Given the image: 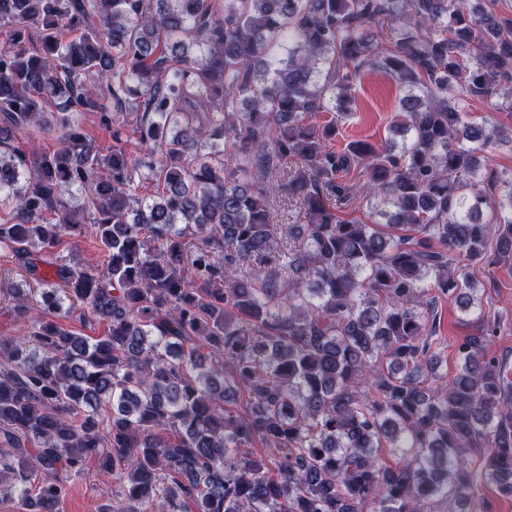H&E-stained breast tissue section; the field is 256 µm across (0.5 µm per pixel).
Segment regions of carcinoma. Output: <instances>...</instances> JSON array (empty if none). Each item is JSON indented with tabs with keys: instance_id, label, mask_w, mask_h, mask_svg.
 Masks as SVG:
<instances>
[{
	"instance_id": "obj_1",
	"label": "carcinoma",
	"mask_w": 512,
	"mask_h": 512,
	"mask_svg": "<svg viewBox=\"0 0 512 512\" xmlns=\"http://www.w3.org/2000/svg\"><path fill=\"white\" fill-rule=\"evenodd\" d=\"M364 69L406 89L401 142L337 151ZM492 97L512 112V17L485 0H0V146L58 143L0 151V249L34 282L0 288L25 323L0 336V488L58 512L97 459L120 499L101 512H484L478 483L512 495V383L469 271L512 264V175L483 156L512 127L468 119ZM133 108L139 156L117 123ZM78 113L113 126L110 148ZM359 172L369 223L337 213ZM276 196L306 219L278 245ZM88 232L96 271L64 254ZM432 289L481 320L446 387ZM76 309L104 335H76ZM10 143L12 146L26 152H31V150L37 152L52 151L55 148V139L47 134L34 135L32 138L25 135H16V138Z\"/></svg>"
}]
</instances>
